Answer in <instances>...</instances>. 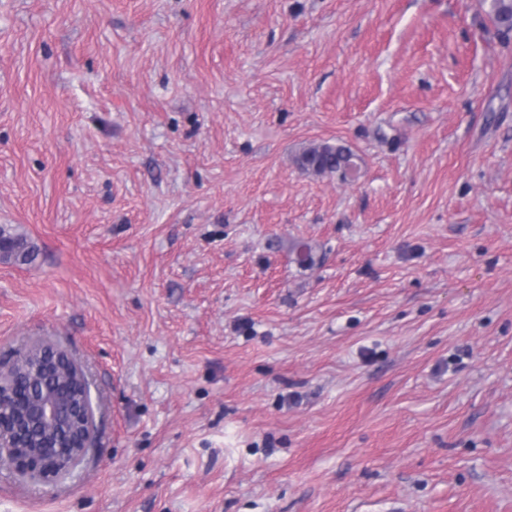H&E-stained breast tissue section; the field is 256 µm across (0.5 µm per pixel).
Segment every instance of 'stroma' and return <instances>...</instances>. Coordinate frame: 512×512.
<instances>
[{"instance_id":"35a3bbf8","label":"stroma","mask_w":512,"mask_h":512,"mask_svg":"<svg viewBox=\"0 0 512 512\" xmlns=\"http://www.w3.org/2000/svg\"><path fill=\"white\" fill-rule=\"evenodd\" d=\"M486 0H0V366L95 444L0 512H512V38ZM342 142L354 177L295 156ZM11 228L0 225V260L17 265L34 261L36 248L26 237L14 234Z\"/></svg>"}]
</instances>
